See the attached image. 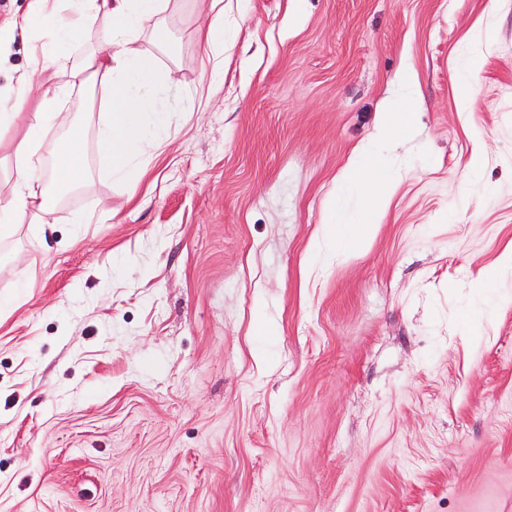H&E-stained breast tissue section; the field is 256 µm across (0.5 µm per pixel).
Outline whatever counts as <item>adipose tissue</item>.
<instances>
[{
	"label": "adipose tissue",
	"mask_w": 512,
	"mask_h": 512,
	"mask_svg": "<svg viewBox=\"0 0 512 512\" xmlns=\"http://www.w3.org/2000/svg\"><path fill=\"white\" fill-rule=\"evenodd\" d=\"M62 0H31L29 9L0 23V59L6 58L17 37L43 31L32 49L31 68L19 75L16 92L0 89V129L14 130L13 140L0 142V168L14 177L11 195L0 201V239L12 237L24 223L47 226L61 202V192L83 184L84 132L70 127L52 160L43 149L53 128L64 125L62 99L71 108H86V88L99 90L110 105L97 132L100 154L112 177L135 185L144 159L155 139L169 127V115L152 92L162 74L154 57L137 43L149 27L158 25L170 0H69V15H62ZM101 25L103 46L85 47L94 25ZM396 180L385 140L366 144L341 175L328 199L324 224L334 249L347 253L372 232L379 213L388 204ZM359 205L345 215L350 196ZM353 231L338 236L342 220Z\"/></svg>",
	"instance_id": "ef3b65f1"
}]
</instances>
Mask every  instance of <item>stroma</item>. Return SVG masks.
Masks as SVG:
<instances>
[{
	"label": "stroma",
	"instance_id": "1",
	"mask_svg": "<svg viewBox=\"0 0 512 512\" xmlns=\"http://www.w3.org/2000/svg\"><path fill=\"white\" fill-rule=\"evenodd\" d=\"M211 4L139 43L170 127L136 195L94 101L86 184L7 242L0 512H512V0H224L217 66ZM407 69L403 177L339 254L326 199ZM200 33L213 54L224 55V7L212 14L208 23L200 28Z\"/></svg>",
	"mask_w": 512,
	"mask_h": 512
}]
</instances>
